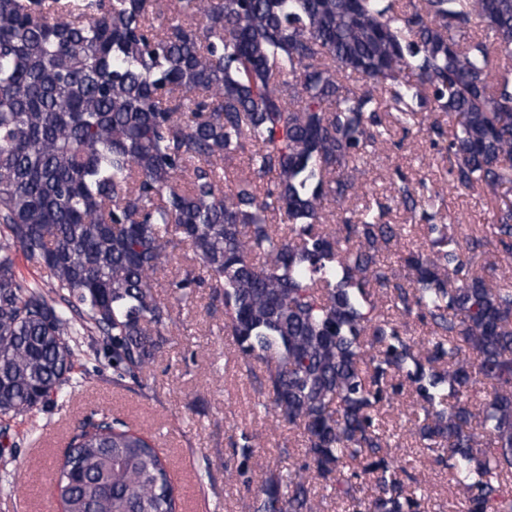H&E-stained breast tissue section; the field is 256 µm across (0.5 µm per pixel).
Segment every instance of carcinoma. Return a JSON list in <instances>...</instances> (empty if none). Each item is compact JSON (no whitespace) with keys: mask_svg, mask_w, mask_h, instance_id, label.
<instances>
[{"mask_svg":"<svg viewBox=\"0 0 512 512\" xmlns=\"http://www.w3.org/2000/svg\"><path fill=\"white\" fill-rule=\"evenodd\" d=\"M511 80L512 0H0V418L61 394L88 333L141 385L174 325L155 276L184 245L199 268L174 299L211 288L247 372L263 369L264 412L303 438L252 512H320L318 484L357 512H428L388 453L404 396L462 512H512V280L496 275L512 271V203L481 272L485 239L448 224H391L380 201L323 213L360 198L387 98L434 145L438 116L457 117L456 187L512 185ZM401 182L405 211L434 206ZM18 250L48 285L19 277ZM412 316L421 340L402 331ZM240 440L229 477L248 488L255 441ZM53 494L64 512H180L167 460L108 417L78 427Z\"/></svg>","mask_w":512,"mask_h":512,"instance_id":"obj_1","label":"carcinoma"}]
</instances>
